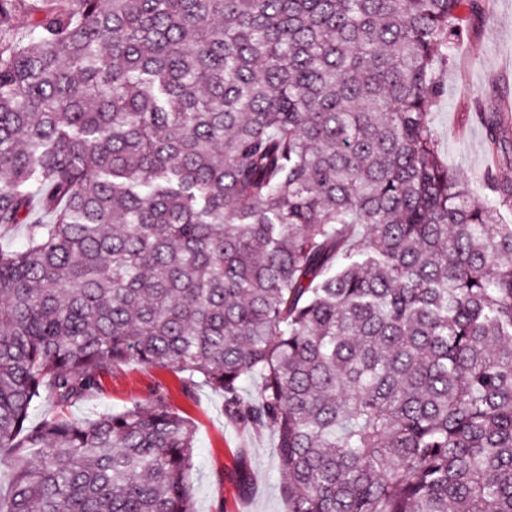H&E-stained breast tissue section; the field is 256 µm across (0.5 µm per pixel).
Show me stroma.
<instances>
[{"label":"stroma","instance_id":"obj_1","mask_svg":"<svg viewBox=\"0 0 512 512\" xmlns=\"http://www.w3.org/2000/svg\"><path fill=\"white\" fill-rule=\"evenodd\" d=\"M453 55L454 65L439 74L446 92L433 113L438 153L452 173L491 201L488 179L512 182V121L502 123L493 152L480 114L512 100V0H490L486 16L470 24ZM159 396L195 428L190 485L196 512H288L275 434L253 432L225 412L220 393L202 384L185 388L180 373L124 365L104 375L100 390L70 412L92 419Z\"/></svg>","mask_w":512,"mask_h":512}]
</instances>
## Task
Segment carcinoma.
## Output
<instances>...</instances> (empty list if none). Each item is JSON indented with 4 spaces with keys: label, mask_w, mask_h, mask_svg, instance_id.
Returning a JSON list of instances; mask_svg holds the SVG:
<instances>
[{
    "label": "carcinoma",
    "mask_w": 512,
    "mask_h": 512,
    "mask_svg": "<svg viewBox=\"0 0 512 512\" xmlns=\"http://www.w3.org/2000/svg\"><path fill=\"white\" fill-rule=\"evenodd\" d=\"M18 2L0 512H195L163 399L67 413L129 362L273 431L288 512H512V224L431 124L489 0Z\"/></svg>",
    "instance_id": "carcinoma-1"
}]
</instances>
